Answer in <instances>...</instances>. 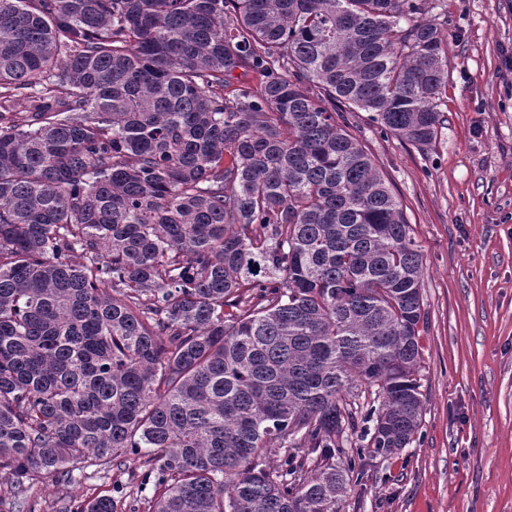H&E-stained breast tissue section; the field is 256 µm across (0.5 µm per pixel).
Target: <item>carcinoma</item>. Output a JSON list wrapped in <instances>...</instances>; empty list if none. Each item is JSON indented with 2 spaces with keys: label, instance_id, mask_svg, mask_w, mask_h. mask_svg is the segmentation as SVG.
I'll list each match as a JSON object with an SVG mask.
<instances>
[{
  "label": "carcinoma",
  "instance_id": "carcinoma-1",
  "mask_svg": "<svg viewBox=\"0 0 512 512\" xmlns=\"http://www.w3.org/2000/svg\"><path fill=\"white\" fill-rule=\"evenodd\" d=\"M438 7L0 0V500L337 512L418 439L423 255L343 112L435 142ZM127 474L120 475L118 471L109 469H96L91 467L83 475L76 476V482L68 487L69 495L78 499H91L97 495L112 492L115 497L123 496L125 490L121 492V484L127 480ZM60 494V488L57 486L52 476L42 475L36 481L33 494L30 500L33 512H54L53 508L56 499Z\"/></svg>",
  "mask_w": 512,
  "mask_h": 512
}]
</instances>
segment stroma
<instances>
[{"label": "stroma", "instance_id": "stroma-1", "mask_svg": "<svg viewBox=\"0 0 512 512\" xmlns=\"http://www.w3.org/2000/svg\"><path fill=\"white\" fill-rule=\"evenodd\" d=\"M450 79L435 144L350 132L399 199L424 257L421 438L373 459L340 512H512V0H443ZM89 468L68 493L120 494Z\"/></svg>", "mask_w": 512, "mask_h": 512}]
</instances>
